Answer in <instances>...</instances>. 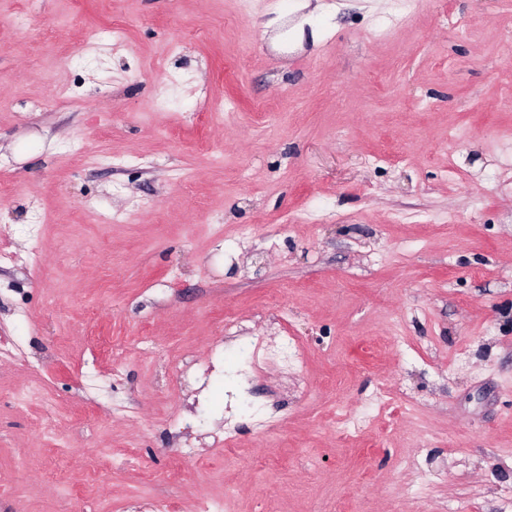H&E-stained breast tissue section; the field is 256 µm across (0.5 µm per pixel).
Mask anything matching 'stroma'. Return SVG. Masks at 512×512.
Segmentation results:
<instances>
[{"mask_svg": "<svg viewBox=\"0 0 512 512\" xmlns=\"http://www.w3.org/2000/svg\"><path fill=\"white\" fill-rule=\"evenodd\" d=\"M298 3L0 0V512H512V0ZM295 345L294 339L291 336H279L275 342V349L269 344H262L260 347L256 346L252 353L254 366L257 365V352L259 349L263 351L265 360H282L288 361V352L293 349Z\"/></svg>", "mask_w": 512, "mask_h": 512, "instance_id": "stroma-1", "label": "stroma"}]
</instances>
